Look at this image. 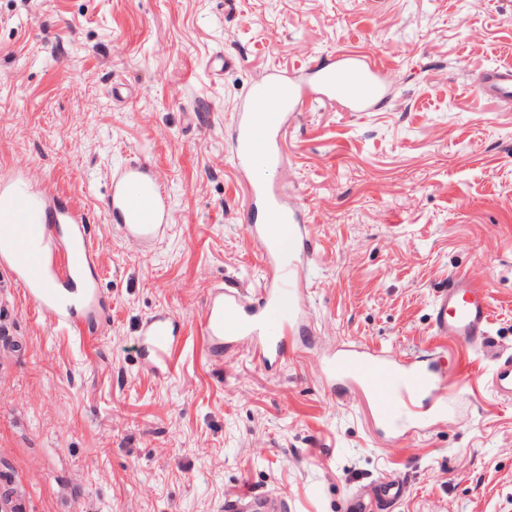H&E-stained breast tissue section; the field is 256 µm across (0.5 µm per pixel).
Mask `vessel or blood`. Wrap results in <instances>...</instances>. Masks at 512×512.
I'll list each match as a JSON object with an SVG mask.
<instances>
[{"instance_id":"obj_1","label":"vessel or blood","mask_w":512,"mask_h":512,"mask_svg":"<svg viewBox=\"0 0 512 512\" xmlns=\"http://www.w3.org/2000/svg\"><path fill=\"white\" fill-rule=\"evenodd\" d=\"M400 83L397 70L378 56L353 51L293 71L270 66L236 106L230 130L233 167L241 177L247 213L262 211L249 225L265 277L260 288L217 286L201 315L208 350L220 357L247 344L256 362L273 366L288 358V339L306 334L310 319L305 297L313 252V232L305 209L267 180L285 152L288 125L299 112L327 101L350 112H380ZM480 97L512 105V64L472 74ZM105 206L112 224L128 238L152 247L165 238L173 211L158 176L145 160L129 162L112 174ZM98 243L88 214L61 203L33 185L25 164L0 183V287L22 291L53 327L80 338L96 335L109 295L95 272ZM432 336L461 341L496 362L494 392L512 400V353L501 351L491 334L485 288L466 277L448 276L438 288L430 314ZM183 326L170 311H156L137 329V354L156 373L172 369L171 355ZM323 387L354 386L371 397L379 424L395 431L422 425L428 411L447 406V368L438 360L399 361L381 351L351 346L317 361ZM402 494L399 479L378 480L370 494L353 495L347 512H389ZM220 512H288L284 500L244 490L225 497Z\"/></svg>"}]
</instances>
